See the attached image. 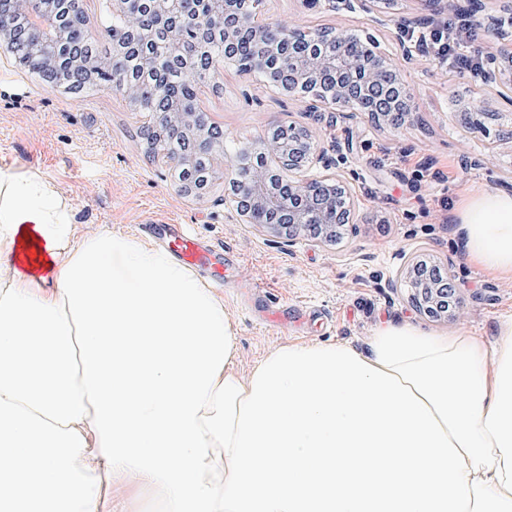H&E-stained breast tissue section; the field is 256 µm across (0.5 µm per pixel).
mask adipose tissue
I'll list each match as a JSON object with an SVG mask.
<instances>
[{
  "label": "adipose tissue",
  "mask_w": 512,
  "mask_h": 512,
  "mask_svg": "<svg viewBox=\"0 0 512 512\" xmlns=\"http://www.w3.org/2000/svg\"><path fill=\"white\" fill-rule=\"evenodd\" d=\"M456 215L512 278V194ZM236 356L186 266L0 171V512H117L126 476L161 512H512V314L492 342L385 322Z\"/></svg>",
  "instance_id": "adipose-tissue-1"
}]
</instances>
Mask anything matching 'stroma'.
Listing matches in <instances>:
<instances>
[{
  "label": "stroma",
  "mask_w": 512,
  "mask_h": 512,
  "mask_svg": "<svg viewBox=\"0 0 512 512\" xmlns=\"http://www.w3.org/2000/svg\"><path fill=\"white\" fill-rule=\"evenodd\" d=\"M430 19L419 0H395L381 17L332 11L307 0H264L260 21L305 29L338 28L375 36L397 47L401 18ZM402 77L414 93L412 123L394 130L339 112L308 111L303 95L269 89L264 80L224 64L197 86L198 110L238 147L258 144L273 127L309 129L318 150L335 159L356 209L338 242L300 237L286 242L243 223L229 200L234 164L214 157L221 178L203 198L184 195L163 152L143 136L155 117L138 112L109 87L74 94L31 74L0 49V170L28 172L54 183L73 207L78 233L108 229L139 236L164 219L187 225L220 253L233 254L240 275L263 287L243 307L236 293L214 286L238 336L236 368L251 371L268 353L291 342H342L366 348L383 321L409 322L433 333L468 332L493 338L512 313V279L469 262L464 230L440 198L457 203L462 191L512 193V109L468 133L463 109L476 106L478 83L419 56ZM408 154L450 172L449 182L420 176L401 163ZM433 258L459 287L454 316L430 318L407 301L400 276L414 260Z\"/></svg>",
  "instance_id": "obj_1"
}]
</instances>
